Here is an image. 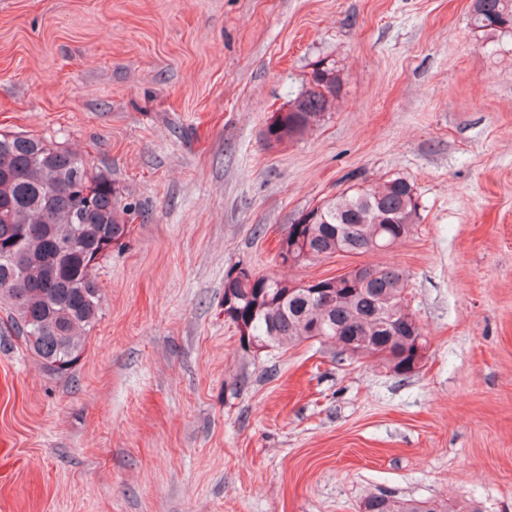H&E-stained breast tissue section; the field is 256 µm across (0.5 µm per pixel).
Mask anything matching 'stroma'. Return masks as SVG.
<instances>
[{"mask_svg":"<svg viewBox=\"0 0 512 512\" xmlns=\"http://www.w3.org/2000/svg\"><path fill=\"white\" fill-rule=\"evenodd\" d=\"M472 3L0 0V133L75 152L132 208L67 373L0 307V512H357L379 491L512 512V38L472 30ZM321 59L331 107L265 145ZM395 176L406 239L281 265L302 212ZM239 264L398 266L424 366L244 350Z\"/></svg>","mask_w":512,"mask_h":512,"instance_id":"35a3bbf8","label":"stroma"}]
</instances>
